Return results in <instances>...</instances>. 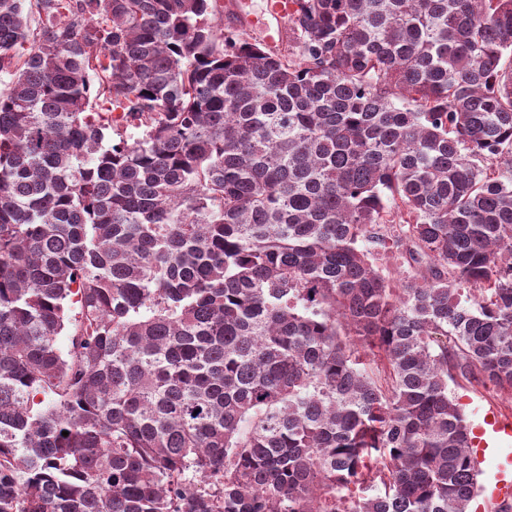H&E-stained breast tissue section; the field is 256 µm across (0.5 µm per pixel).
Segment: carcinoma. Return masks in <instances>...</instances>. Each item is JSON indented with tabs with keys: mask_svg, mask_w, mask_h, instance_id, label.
Wrapping results in <instances>:
<instances>
[{
	"mask_svg": "<svg viewBox=\"0 0 512 512\" xmlns=\"http://www.w3.org/2000/svg\"><path fill=\"white\" fill-rule=\"evenodd\" d=\"M216 2L0 0V512H468L512 0H292L275 49ZM374 262L383 270L384 274H390L393 285L398 286V274L408 269V263L391 242L379 246L375 250ZM448 393L461 405L475 433L481 415L487 412L509 417L512 421V398L507 395H501L477 383H469L460 377L448 380Z\"/></svg>",
	"mask_w": 512,
	"mask_h": 512,
	"instance_id": "carcinoma-1",
	"label": "carcinoma"
}]
</instances>
